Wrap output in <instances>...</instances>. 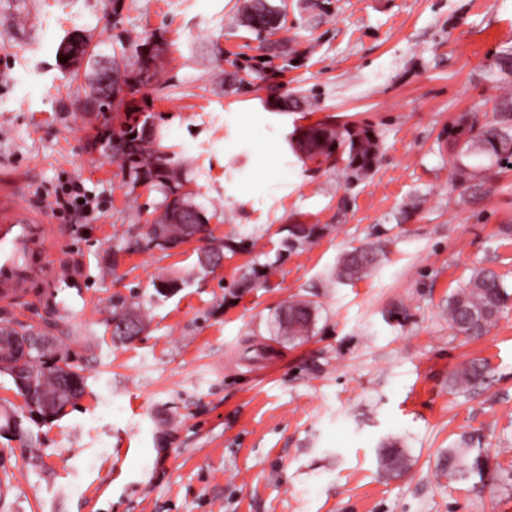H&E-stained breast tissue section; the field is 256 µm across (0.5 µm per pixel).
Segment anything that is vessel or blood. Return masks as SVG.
Returning <instances> with one entry per match:
<instances>
[{"instance_id": "1", "label": "vessel or blood", "mask_w": 512, "mask_h": 512, "mask_svg": "<svg viewBox=\"0 0 512 512\" xmlns=\"http://www.w3.org/2000/svg\"><path fill=\"white\" fill-rule=\"evenodd\" d=\"M23 181L0 179V303L9 304L29 288L40 289V301L56 324L74 321L90 305L83 271L50 270L51 246L61 228L48 211L23 205Z\"/></svg>"}]
</instances>
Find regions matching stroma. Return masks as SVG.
<instances>
[{"instance_id": "obj_1", "label": "stroma", "mask_w": 512, "mask_h": 512, "mask_svg": "<svg viewBox=\"0 0 512 512\" xmlns=\"http://www.w3.org/2000/svg\"><path fill=\"white\" fill-rule=\"evenodd\" d=\"M243 0H0V176L40 191L79 181L97 199L65 227L66 266L89 274L91 307L54 326L35 295L0 307L65 348L86 379L66 416L28 421L0 376V406L22 429L0 433V512H506L512 506V301L484 336L458 334L449 295L477 267L512 294V166L463 201L448 156L462 113L492 117L512 76L491 71L512 48V0H272L276 39L234 27ZM87 35L105 57L158 35L159 74L138 97L208 219L224 263L196 268L199 242L144 245L162 210L93 138L85 76L57 49ZM322 121L370 130L374 166L348 153H295ZM291 224L313 243L284 246ZM371 241L385 253L347 284L329 273ZM185 276L162 297L159 280ZM317 301L309 335L277 332L295 297ZM140 304L146 327L112 337L116 300ZM486 363L468 391L463 363ZM407 458L397 477L384 445ZM482 471L451 479L449 449Z\"/></svg>"}]
</instances>
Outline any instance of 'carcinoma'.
I'll list each match as a JSON object with an SVG mask.
<instances>
[{
	"instance_id": "obj_1",
	"label": "carcinoma",
	"mask_w": 512,
	"mask_h": 512,
	"mask_svg": "<svg viewBox=\"0 0 512 512\" xmlns=\"http://www.w3.org/2000/svg\"><path fill=\"white\" fill-rule=\"evenodd\" d=\"M251 6H243L233 20L237 26L274 34L279 29L277 7L269 0H245ZM153 40L147 37L135 46L128 58L112 57L108 62L113 68L128 73L147 76L150 73V57L145 50ZM67 51L77 61L70 71L77 72L80 62L89 67L90 93L85 103L88 112L100 115L115 111L117 126L107 130V147L112 149V159L120 162L122 169L128 172L132 183L160 187L165 191L162 213L154 218L166 235L170 247L174 248L189 241L194 225L184 223L175 205L170 202L171 195L184 187L181 171L173 166V160L162 146L155 143L151 134L146 132L148 122L157 115L144 110L134 101L120 99L113 101V90L101 86L99 71L102 62L95 59L90 39L84 35L71 34L66 39ZM345 144L348 147L349 167L355 174L371 168L378 153V143L368 130L352 131L348 128L340 132L329 124H317L302 130L296 140V149L303 155L331 156L336 148ZM448 149L455 169L456 187L461 195L472 201L484 198L492 188V176L485 170H477L466 163L472 156L481 155L490 162L499 163L512 158V96L502 97L495 105V117L483 124L467 115L461 116L448 131ZM286 246L300 248L313 242L320 229L315 225L292 224L287 228ZM377 252L364 246L355 248L341 256L330 278L343 282L360 280L368 276L374 268ZM509 294L503 287L499 275L490 268H476L472 271L465 286L448 296V319L457 333L469 337H478L485 333L501 308L507 303ZM318 305L315 301L299 298L288 304L278 317V332L290 340H301L310 332ZM136 319L144 324V315L140 306H124L122 311L112 314V325ZM31 367L34 373L33 402L36 405L38 421L53 422L68 414V408L76 405L84 394V377L80 368L74 364L68 369L59 366H47L37 359ZM484 368L475 361L463 365L453 377V386L467 389L483 377ZM385 468L390 474L398 475L406 467V457L397 448L386 449ZM444 470L448 476H463L472 470H481L480 457L468 458V453L451 449Z\"/></svg>"
}]
</instances>
